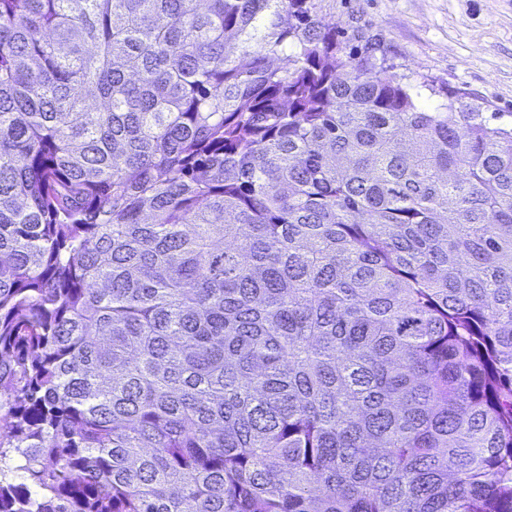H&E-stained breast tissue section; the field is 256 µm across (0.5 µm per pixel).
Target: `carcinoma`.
<instances>
[{
  "label": "carcinoma",
  "instance_id": "1",
  "mask_svg": "<svg viewBox=\"0 0 512 512\" xmlns=\"http://www.w3.org/2000/svg\"><path fill=\"white\" fill-rule=\"evenodd\" d=\"M318 0H0V512H512V128Z\"/></svg>",
  "mask_w": 512,
  "mask_h": 512
}]
</instances>
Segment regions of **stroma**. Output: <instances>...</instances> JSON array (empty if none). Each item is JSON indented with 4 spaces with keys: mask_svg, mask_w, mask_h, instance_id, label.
<instances>
[{
    "mask_svg": "<svg viewBox=\"0 0 512 512\" xmlns=\"http://www.w3.org/2000/svg\"><path fill=\"white\" fill-rule=\"evenodd\" d=\"M354 52L365 39L435 107L469 93L495 124L512 125V0H321Z\"/></svg>",
    "mask_w": 512,
    "mask_h": 512,
    "instance_id": "stroma-1",
    "label": "stroma"
}]
</instances>
